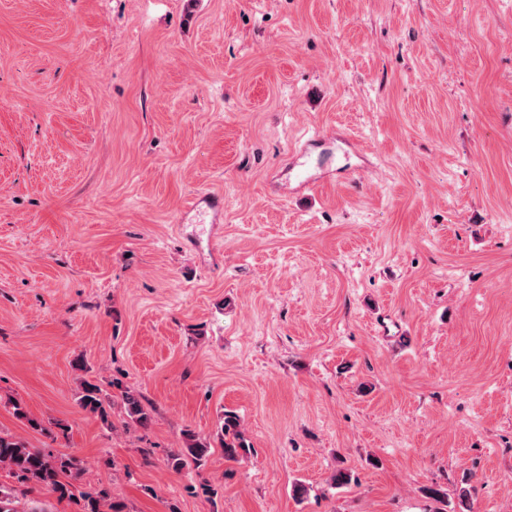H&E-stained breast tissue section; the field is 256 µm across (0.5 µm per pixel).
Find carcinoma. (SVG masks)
<instances>
[{
    "label": "carcinoma",
    "instance_id": "obj_1",
    "mask_svg": "<svg viewBox=\"0 0 512 512\" xmlns=\"http://www.w3.org/2000/svg\"><path fill=\"white\" fill-rule=\"evenodd\" d=\"M126 424L145 429L151 417L138 396L126 390L122 394ZM78 405L88 413L100 416L107 426L108 411L104 404L100 385L87 380L81 383ZM185 447L172 452L168 465L175 471L188 466L197 469L205 466L212 444L195 432L182 431ZM220 448L227 461H239L251 451V446L241 430L239 415L232 410H224L217 430ZM0 468H5L23 485L34 483L55 493L58 500H74L81 505L82 512H126L123 502L111 499L103 491L80 490L66 478L82 471L81 461L74 456H52L36 448H30L19 437L0 432ZM0 512H48L38 502L23 503L14 488L0 484Z\"/></svg>",
    "mask_w": 512,
    "mask_h": 512
}]
</instances>
